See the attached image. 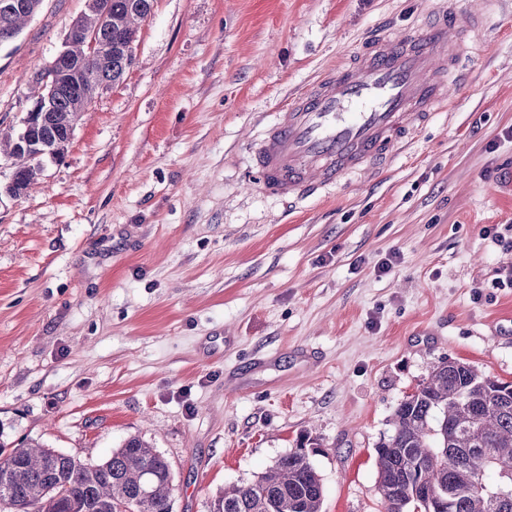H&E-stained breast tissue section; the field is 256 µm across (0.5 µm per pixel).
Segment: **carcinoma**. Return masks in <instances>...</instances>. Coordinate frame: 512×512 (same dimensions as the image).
I'll return each mask as SVG.
<instances>
[{
	"label": "carcinoma",
	"instance_id": "obj_1",
	"mask_svg": "<svg viewBox=\"0 0 512 512\" xmlns=\"http://www.w3.org/2000/svg\"><path fill=\"white\" fill-rule=\"evenodd\" d=\"M43 0H0V38L15 39ZM153 0H112V20L100 0H88L74 25L96 45L73 40L67 56L114 82L133 62L130 43ZM97 91L68 86L51 96L35 139L62 159L68 131ZM13 160L14 190L35 184L42 159L20 150L16 136L0 139ZM376 490L383 512H512V382L491 378L459 360H443L392 415V433L375 448ZM493 474L489 481L487 474ZM430 484L449 493L431 500ZM167 460L139 437H130L97 464L37 442L0 448V512H172ZM324 487L309 456L295 449L254 481L224 488L210 512H322Z\"/></svg>",
	"mask_w": 512,
	"mask_h": 512
}]
</instances>
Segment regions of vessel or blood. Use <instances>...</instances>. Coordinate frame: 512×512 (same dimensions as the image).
<instances>
[{"label": "vessel or blood", "mask_w": 512, "mask_h": 512, "mask_svg": "<svg viewBox=\"0 0 512 512\" xmlns=\"http://www.w3.org/2000/svg\"><path fill=\"white\" fill-rule=\"evenodd\" d=\"M482 26V17L443 7L422 29L371 39L354 63L323 74L280 108L254 152L256 184L295 200L386 164L467 82L466 38Z\"/></svg>", "instance_id": "obj_1"}]
</instances>
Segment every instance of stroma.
Wrapping results in <instances>:
<instances>
[{"label": "stroma", "instance_id": "1", "mask_svg": "<svg viewBox=\"0 0 512 512\" xmlns=\"http://www.w3.org/2000/svg\"><path fill=\"white\" fill-rule=\"evenodd\" d=\"M437 3L153 0L27 195L0 156L1 442L96 464L142 437L172 512H208L306 436L323 512H379L375 446L433 365L512 381V0H456L495 28L383 169L293 202L251 173L293 94ZM86 9L43 0L0 46L1 134Z\"/></svg>", "mask_w": 512, "mask_h": 512}]
</instances>
